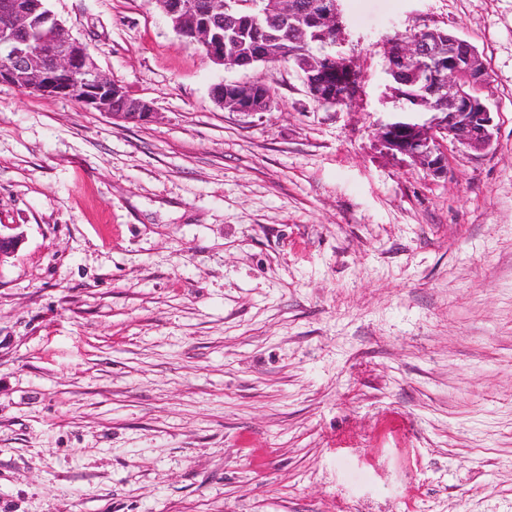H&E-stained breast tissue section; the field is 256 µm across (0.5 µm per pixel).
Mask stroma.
Listing matches in <instances>:
<instances>
[{"label": "stroma", "mask_w": 512, "mask_h": 512, "mask_svg": "<svg viewBox=\"0 0 512 512\" xmlns=\"http://www.w3.org/2000/svg\"><path fill=\"white\" fill-rule=\"evenodd\" d=\"M340 5L349 111L157 0H47L154 115L0 84V512H512V0ZM426 28L496 125L442 177L377 136L383 41ZM169 18L173 29L182 37L191 38L193 45L203 47L207 56L214 62L227 68L246 67L255 62L269 58L266 42L259 38L256 54L250 60L236 58L234 51H229L224 43L223 33L217 32V19L222 11L228 9L226 0H209L206 9H199L196 0H157ZM188 45H192L185 39ZM192 45V46H193ZM224 86L227 87L235 99V103L231 106L232 112L244 114L267 112L272 108L276 100L275 95H277V92L275 88L266 83L255 82V90L261 94H267L257 96L254 94L252 83H230V86H226V83L220 82L212 88V96L222 106L226 104L228 99L226 94L224 96L226 91Z\"/></svg>", "instance_id": "obj_1"}]
</instances>
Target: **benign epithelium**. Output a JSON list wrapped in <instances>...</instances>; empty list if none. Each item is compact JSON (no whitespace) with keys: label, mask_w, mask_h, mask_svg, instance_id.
Segmentation results:
<instances>
[{"label":"benign epithelium","mask_w":512,"mask_h":512,"mask_svg":"<svg viewBox=\"0 0 512 512\" xmlns=\"http://www.w3.org/2000/svg\"><path fill=\"white\" fill-rule=\"evenodd\" d=\"M169 18L173 29L191 43L203 47L207 56L227 68L246 67L269 58L266 42L257 40L254 57L242 60L224 43V35L217 32L219 13L228 9L225 0H208L205 9L198 0H157ZM268 12L294 17L295 0H268ZM42 9L41 0H0V56L9 59L8 67L0 70V83H8L34 93L45 91L43 79L51 72L69 74L70 81L60 95L87 109L103 112L116 121L138 122L153 113L152 103L128 97L125 89L98 72L88 48L76 40L66 26L50 11L41 22L45 27L42 38L36 42L29 37L34 16ZM314 22L333 29H342L338 0H321ZM426 36L397 49L393 42L384 40V51L391 60V68L403 71L410 78L423 82L434 92H448L449 111L422 123L391 122L379 128L378 139L392 155H401L427 169L432 175L447 174V156L440 150L451 143L475 152L487 150L494 141V115L488 99L474 97L466 87L486 81V68L477 48L468 40L454 34L439 38L432 29ZM441 58L448 67V85L442 87L434 76L412 70L415 58ZM336 71L337 86H326L311 79V72L319 66ZM306 72L304 82L309 96L324 106H333L339 99L356 96L357 76L350 58L338 50L318 61H301ZM230 91L235 103L231 111L244 114L267 112L276 96H257L250 83L220 82L212 88L213 98L226 104ZM22 241L19 233L0 231V262L14 255Z\"/></svg>","instance_id":"1"}]
</instances>
